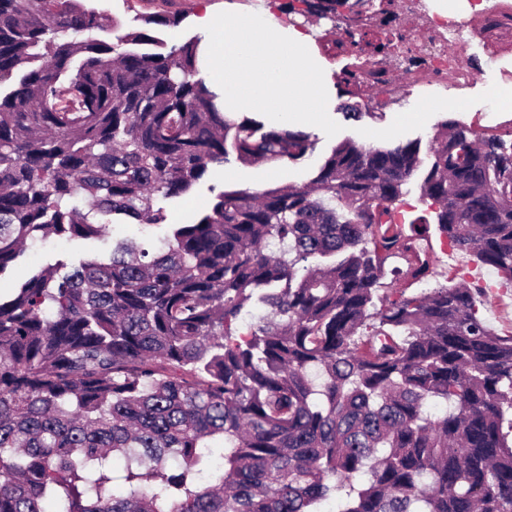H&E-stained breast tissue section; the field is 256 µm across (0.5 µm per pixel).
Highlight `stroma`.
I'll return each instance as SVG.
<instances>
[{
    "instance_id": "obj_1",
    "label": "stroma",
    "mask_w": 512,
    "mask_h": 512,
    "mask_svg": "<svg viewBox=\"0 0 512 512\" xmlns=\"http://www.w3.org/2000/svg\"><path fill=\"white\" fill-rule=\"evenodd\" d=\"M206 5L215 12L234 16L248 14L255 9L254 0H97L96 3L100 11L112 17L118 33L146 28L169 46L196 36L194 19ZM175 12L184 16L182 24L176 28L148 27L143 22L147 16ZM469 24L478 39L469 59V81L459 91L462 99L460 107L449 106L446 92L436 89L424 92L408 84L400 97L393 100L381 115L354 121L344 116L346 105L354 98L347 94L344 86H337L328 113L319 122L305 128L315 143V150L309 157L285 164L244 163L232 158L224 165L210 166L207 176L189 193L164 201L167 223L147 228L137 224H112L105 237L98 240L49 239L31 242L24 256L0 276V287H14L25 280L34 268L59 259L75 261L107 253L113 239L119 237L162 239L169 225L183 222L187 216L207 209L215 191L242 188L268 190L303 185L316 174L332 148L345 139L374 147H389L416 138L425 141L433 135L438 124L449 118L459 120L481 133H499V126L493 125L489 118L490 96L493 87L512 88V28L505 25L487 27L480 13L470 18ZM456 268L469 270V285H477L481 280L498 285L499 296L479 292L475 295L476 303L492 329L503 336L512 335V312L504 311L499 305L500 299L512 300V286L500 284L496 272L479 264L476 257L436 249L430 287L449 285L448 273Z\"/></svg>"
}]
</instances>
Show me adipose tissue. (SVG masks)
<instances>
[{"instance_id": "1", "label": "adipose tissue", "mask_w": 512, "mask_h": 512, "mask_svg": "<svg viewBox=\"0 0 512 512\" xmlns=\"http://www.w3.org/2000/svg\"><path fill=\"white\" fill-rule=\"evenodd\" d=\"M196 24L209 36L199 75L223 93L230 115L249 112L295 126L314 123L329 110L332 78L313 50L311 29L281 27L266 4L232 19L207 9Z\"/></svg>"}]
</instances>
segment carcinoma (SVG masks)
<instances>
[{
	"label": "carcinoma",
	"mask_w": 512,
	"mask_h": 512,
	"mask_svg": "<svg viewBox=\"0 0 512 512\" xmlns=\"http://www.w3.org/2000/svg\"><path fill=\"white\" fill-rule=\"evenodd\" d=\"M366 4L280 11L341 14L333 49L387 58L396 12L368 29ZM113 28L82 0H0V276L29 241L166 223L156 202L231 151H313L230 118L198 39ZM427 155L345 139L306 187L222 190L158 249L120 240L0 291V512H512V336L462 276L382 282L392 257L433 274V223L512 283V139L448 119ZM420 170L430 216L399 222Z\"/></svg>",
	"instance_id": "obj_1"
}]
</instances>
